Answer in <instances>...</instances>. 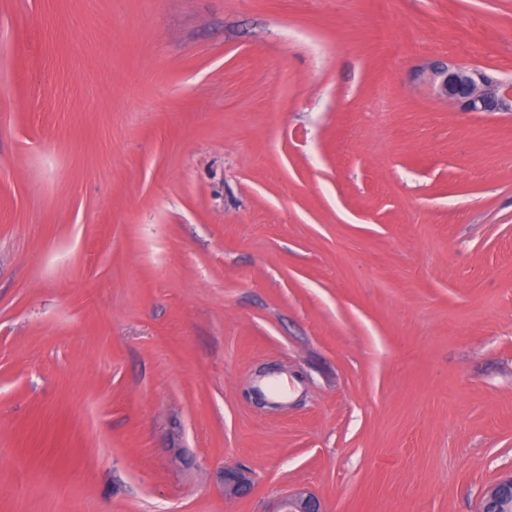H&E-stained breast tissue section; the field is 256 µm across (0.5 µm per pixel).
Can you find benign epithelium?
Instances as JSON below:
<instances>
[{
    "instance_id": "7a95c632",
    "label": "benign epithelium",
    "mask_w": 512,
    "mask_h": 512,
    "mask_svg": "<svg viewBox=\"0 0 512 512\" xmlns=\"http://www.w3.org/2000/svg\"><path fill=\"white\" fill-rule=\"evenodd\" d=\"M431 78L439 96L464 112H512V84L486 71L459 65L434 64ZM251 490L241 471L224 468V493L242 497ZM270 512H322L313 494L296 490L280 497ZM480 512H512V476L489 484L482 493Z\"/></svg>"
}]
</instances>
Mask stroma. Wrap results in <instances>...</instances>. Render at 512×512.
<instances>
[{"label": "stroma", "mask_w": 512, "mask_h": 512, "mask_svg": "<svg viewBox=\"0 0 512 512\" xmlns=\"http://www.w3.org/2000/svg\"><path fill=\"white\" fill-rule=\"evenodd\" d=\"M435 62L512 81V0H0V512H478L512 113ZM431 78L438 95L464 112H512V84L484 70L433 64ZM251 490L249 478L241 471L224 467V493L242 497ZM270 512H322L320 500L304 490H296L280 497Z\"/></svg>", "instance_id": "35a3bbf8"}]
</instances>
